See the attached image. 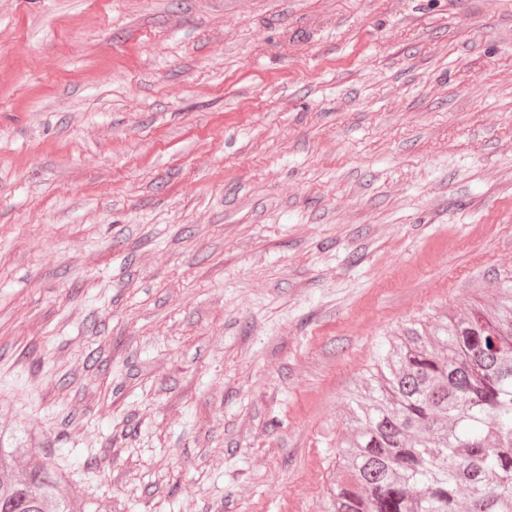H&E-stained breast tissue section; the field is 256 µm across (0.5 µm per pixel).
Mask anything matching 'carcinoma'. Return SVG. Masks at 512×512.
I'll use <instances>...</instances> for the list:
<instances>
[{"mask_svg": "<svg viewBox=\"0 0 512 512\" xmlns=\"http://www.w3.org/2000/svg\"><path fill=\"white\" fill-rule=\"evenodd\" d=\"M324 512H512V287L414 323L352 393ZM97 512L65 468L0 429V512Z\"/></svg>", "mask_w": 512, "mask_h": 512, "instance_id": "1", "label": "carcinoma"}]
</instances>
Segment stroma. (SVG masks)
<instances>
[{
    "label": "stroma",
    "instance_id": "1",
    "mask_svg": "<svg viewBox=\"0 0 512 512\" xmlns=\"http://www.w3.org/2000/svg\"><path fill=\"white\" fill-rule=\"evenodd\" d=\"M507 280L512 0H0V427L98 512H321Z\"/></svg>",
    "mask_w": 512,
    "mask_h": 512
}]
</instances>
